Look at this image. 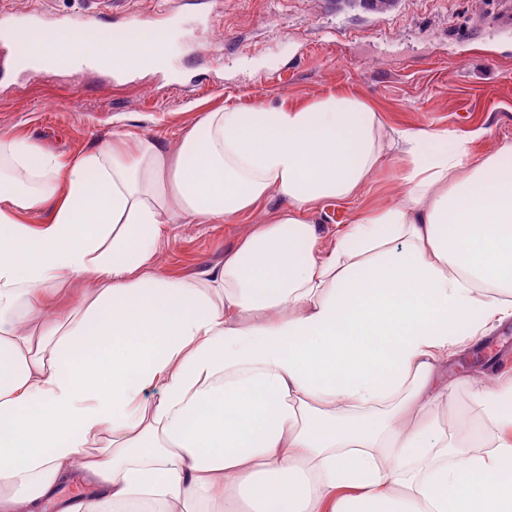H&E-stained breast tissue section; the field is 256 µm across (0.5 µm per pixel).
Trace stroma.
<instances>
[{"label":"stroma","instance_id":"1","mask_svg":"<svg viewBox=\"0 0 512 512\" xmlns=\"http://www.w3.org/2000/svg\"><path fill=\"white\" fill-rule=\"evenodd\" d=\"M16 12L45 6L48 25L91 15L92 26L113 22L94 15L90 0H0ZM216 17L201 22L184 0H116L115 12L143 14L147 28L173 39L172 68L184 77L171 86L165 72L115 76L82 65L52 78L0 77V137L23 136L64 155L93 148L117 124L169 143L207 112L305 104L329 94L354 96L395 128H446L472 139L471 161L512 140V22L502 21L497 0H396L379 13L366 0H214ZM395 184L383 170L350 201H331L313 213L324 245L338 225L361 210L392 204ZM287 202L276 199L228 224L176 225L158 254L166 275L187 278L223 264L253 224L273 221ZM493 361L475 358L467 343L444 363L442 377L457 387L441 407L439 423L464 438L476 420L471 390L495 361L512 357V320L491 330Z\"/></svg>","mask_w":512,"mask_h":512}]
</instances>
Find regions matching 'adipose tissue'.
<instances>
[{"label": "adipose tissue", "mask_w": 512, "mask_h": 512, "mask_svg": "<svg viewBox=\"0 0 512 512\" xmlns=\"http://www.w3.org/2000/svg\"><path fill=\"white\" fill-rule=\"evenodd\" d=\"M469 154L341 95L208 112L171 149L1 138L0 512H42L77 468L99 490L73 512H512V382L472 392L488 448L434 421L461 326L512 319V142ZM388 164L400 198L323 246L312 211ZM275 198L223 264L159 272L175 225Z\"/></svg>", "instance_id": "obj_1"}]
</instances>
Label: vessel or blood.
<instances>
[{
    "mask_svg": "<svg viewBox=\"0 0 512 512\" xmlns=\"http://www.w3.org/2000/svg\"><path fill=\"white\" fill-rule=\"evenodd\" d=\"M43 24V14L39 11L23 14L0 12V73L20 70L32 76L51 77L67 68L68 63L64 60L45 63L43 55L34 45L21 42L22 32L41 28ZM141 24L140 14L129 12L114 25L98 28L94 34L93 48L82 54L86 64L101 66L104 59L111 56L116 48L136 35ZM165 51V43L151 44L146 55L134 64L124 66V73L133 74L154 70L157 57L163 55Z\"/></svg>",
    "mask_w": 512,
    "mask_h": 512,
    "instance_id": "b4317fda",
    "label": "vessel or blood"
}]
</instances>
